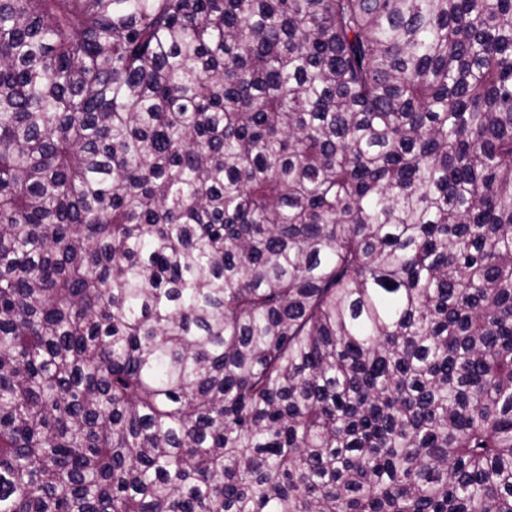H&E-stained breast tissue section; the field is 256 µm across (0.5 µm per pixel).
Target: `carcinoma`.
<instances>
[{
    "mask_svg": "<svg viewBox=\"0 0 512 512\" xmlns=\"http://www.w3.org/2000/svg\"><path fill=\"white\" fill-rule=\"evenodd\" d=\"M0 512H512V0H0Z\"/></svg>",
    "mask_w": 512,
    "mask_h": 512,
    "instance_id": "cac0c4a2",
    "label": "carcinoma"
}]
</instances>
